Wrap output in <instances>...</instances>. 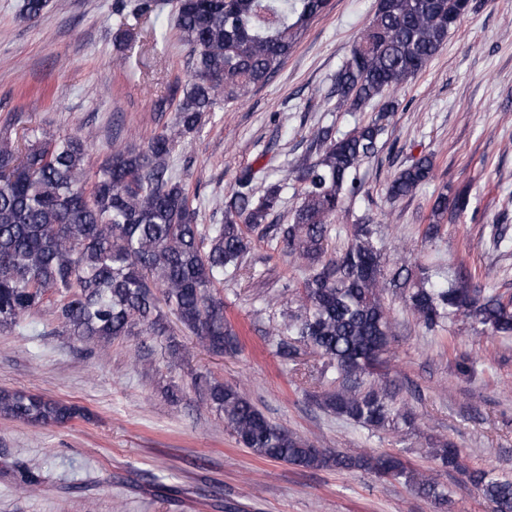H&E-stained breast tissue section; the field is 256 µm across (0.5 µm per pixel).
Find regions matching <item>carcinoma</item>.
<instances>
[{"instance_id": "obj_1", "label": "carcinoma", "mask_w": 512, "mask_h": 512, "mask_svg": "<svg viewBox=\"0 0 512 512\" xmlns=\"http://www.w3.org/2000/svg\"><path fill=\"white\" fill-rule=\"evenodd\" d=\"M49 0H22L32 21ZM331 0H175L179 40L191 51V82L175 105L172 124L142 147L114 146L87 172L91 135L77 129L53 135L32 129L24 147L0 138V330L39 312L47 292L58 299L57 335L108 344L120 336L167 328L162 307L213 354H234L237 333L224 316L217 288L235 276L254 246L252 232L283 246L304 270L288 285L296 307L272 330L276 354L297 358L302 347L324 359L312 395L326 412L371 432L411 425L397 402L385 355L396 321L388 294L429 330L462 319L476 335H512V296L490 292L457 274L438 286L429 266L412 269L391 258L378 222L363 215L345 227L347 242L327 257L335 221L362 192L359 171L376 157L384 121L397 106L390 93L408 83L447 44L448 33L471 11L460 0H377L373 19L337 71L336 107L371 121L337 135L330 127L309 135L310 154L291 169L301 201L286 224L274 223L288 178L255 184L247 169L224 199V223H197L185 185L170 173L176 144L198 131L220 102H236L266 84L293 51L310 22ZM433 159L422 156L388 183L389 199L429 182ZM468 191L435 196L426 237L441 220L470 207ZM206 404L223 415L236 443L256 456L308 469L363 470L397 482L436 505L452 508L438 474L420 471L393 453L329 455L316 442L272 422L237 385L210 384ZM82 410L24 390H0V416L35 426L63 427ZM431 455L443 469L465 472L491 512H512V479L467 469L460 449L442 441Z\"/></svg>"}]
</instances>
